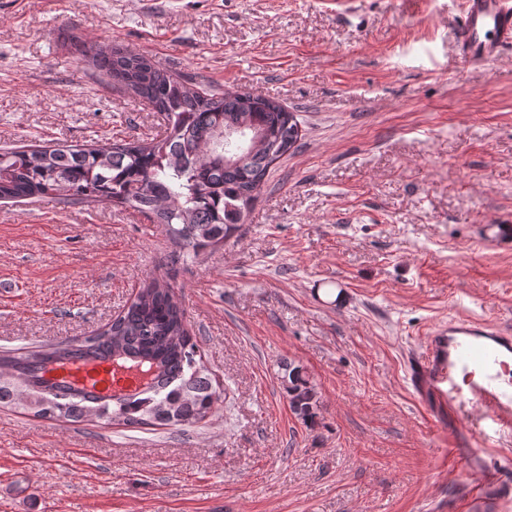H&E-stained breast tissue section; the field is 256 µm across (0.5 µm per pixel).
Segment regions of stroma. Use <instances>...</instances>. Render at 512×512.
I'll use <instances>...</instances> for the list:
<instances>
[{
	"instance_id": "stroma-1",
	"label": "stroma",
	"mask_w": 512,
	"mask_h": 512,
	"mask_svg": "<svg viewBox=\"0 0 512 512\" xmlns=\"http://www.w3.org/2000/svg\"><path fill=\"white\" fill-rule=\"evenodd\" d=\"M460 0H0V148L162 133L78 46L119 45L301 136L240 228L180 256L102 200L0 203V353L110 323L146 279L181 296L224 399L190 427L0 406V512H455L449 455L403 357L451 318L512 326V51L457 62ZM318 392L289 408L283 367ZM284 371L283 378H288L286 391L289 407L304 422H312L318 408L315 385L300 366L288 364Z\"/></svg>"
}]
</instances>
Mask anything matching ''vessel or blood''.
I'll use <instances>...</instances> for the list:
<instances>
[{
    "instance_id": "vessel-or-blood-1",
    "label": "vessel or blood",
    "mask_w": 512,
    "mask_h": 512,
    "mask_svg": "<svg viewBox=\"0 0 512 512\" xmlns=\"http://www.w3.org/2000/svg\"><path fill=\"white\" fill-rule=\"evenodd\" d=\"M512 51V0H462L455 56L479 64ZM60 378L100 395L131 387L112 362L72 359ZM409 382L438 425L455 420L466 405L481 411L479 444L501 448L512 443V329L458 319L426 332L422 348L408 359ZM469 492V512H498L512 491L499 472L482 466Z\"/></svg>"
}]
</instances>
